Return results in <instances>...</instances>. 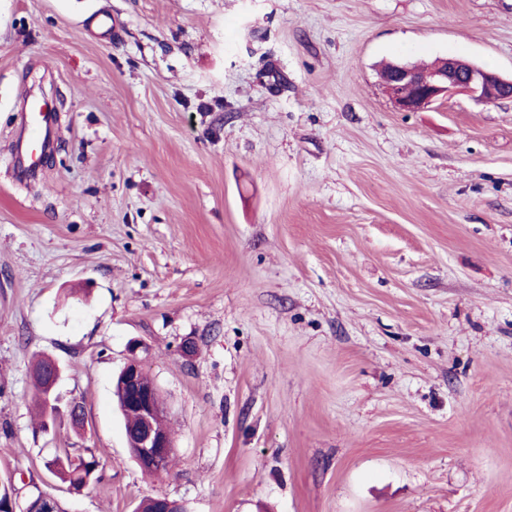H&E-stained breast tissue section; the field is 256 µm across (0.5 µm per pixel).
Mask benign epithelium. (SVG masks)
I'll use <instances>...</instances> for the list:
<instances>
[{
    "instance_id": "7a95c632",
    "label": "benign epithelium",
    "mask_w": 512,
    "mask_h": 512,
    "mask_svg": "<svg viewBox=\"0 0 512 512\" xmlns=\"http://www.w3.org/2000/svg\"><path fill=\"white\" fill-rule=\"evenodd\" d=\"M386 93L402 112L427 107L441 97L466 92L479 103L492 104L506 99L505 90H512V79H505L460 56H449L432 72H423L410 63L392 64L391 78L385 83ZM145 371L137 356V346L122 368L124 405L138 415L137 426L126 434L127 442L138 448L136 462L143 470H162L174 455V440L160 425L166 416L160 390L153 382L143 380ZM57 498L42 490L20 503L12 501L10 512H55Z\"/></svg>"
}]
</instances>
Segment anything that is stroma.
Here are the masks:
<instances>
[{
	"mask_svg": "<svg viewBox=\"0 0 512 512\" xmlns=\"http://www.w3.org/2000/svg\"><path fill=\"white\" fill-rule=\"evenodd\" d=\"M110 18L114 28L98 27ZM512 0H0V478L68 512H512ZM56 115L35 170L21 114ZM176 464L112 395L131 343ZM62 365L35 427L31 362ZM91 449L70 494L47 460ZM431 73L410 63L392 64L391 78L384 87L390 100L402 112L427 107L440 97L466 92L479 103L492 104L508 99L504 90H512V79H505L460 56L443 58Z\"/></svg>",
	"mask_w": 512,
	"mask_h": 512,
	"instance_id": "stroma-1",
	"label": "stroma"
}]
</instances>
